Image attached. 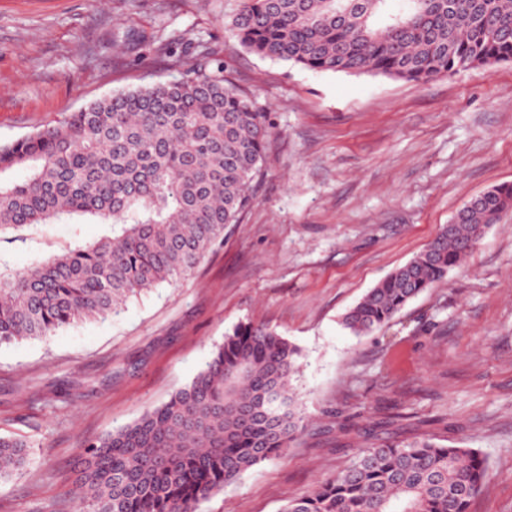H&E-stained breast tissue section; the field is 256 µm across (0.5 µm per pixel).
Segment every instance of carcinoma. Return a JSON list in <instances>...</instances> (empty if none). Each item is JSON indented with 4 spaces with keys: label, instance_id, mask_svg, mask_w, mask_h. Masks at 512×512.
<instances>
[{
    "label": "carcinoma",
    "instance_id": "obj_1",
    "mask_svg": "<svg viewBox=\"0 0 512 512\" xmlns=\"http://www.w3.org/2000/svg\"><path fill=\"white\" fill-rule=\"evenodd\" d=\"M229 31L248 51L316 72L423 84L512 61V0H240ZM264 113L197 46L177 79L116 92L0 146V240L91 216L112 235L16 270L0 262V345L40 339L188 279L256 200ZM26 169L13 182L7 174ZM512 210L486 191L343 317L357 336L388 325L443 281ZM300 351L274 329L236 325L192 382L161 406L82 444L66 495L91 512H199L250 468L284 457L308 428L292 386ZM28 462L0 437V481ZM487 471L473 448L431 436L364 437L350 465L281 512H469Z\"/></svg>",
    "mask_w": 512,
    "mask_h": 512
}]
</instances>
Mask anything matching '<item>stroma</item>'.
<instances>
[{
    "label": "stroma",
    "mask_w": 512,
    "mask_h": 512,
    "mask_svg": "<svg viewBox=\"0 0 512 512\" xmlns=\"http://www.w3.org/2000/svg\"><path fill=\"white\" fill-rule=\"evenodd\" d=\"M238 5L0 0V145L177 78L174 55L200 41L270 132L256 204L189 279L108 319L0 345V436L33 445L30 466L0 482V512H75L63 498L80 443L168 400L241 322L300 348L308 429L200 512H279L346 468L369 433L479 451L488 469L470 512H512V211L387 327L356 336L341 323L469 201L512 183V62L420 85L315 72L246 52L224 28ZM160 36L180 37L173 55ZM107 230L88 217L44 224L27 243L1 242L0 256L22 270Z\"/></svg>",
    "instance_id": "obj_1"
}]
</instances>
